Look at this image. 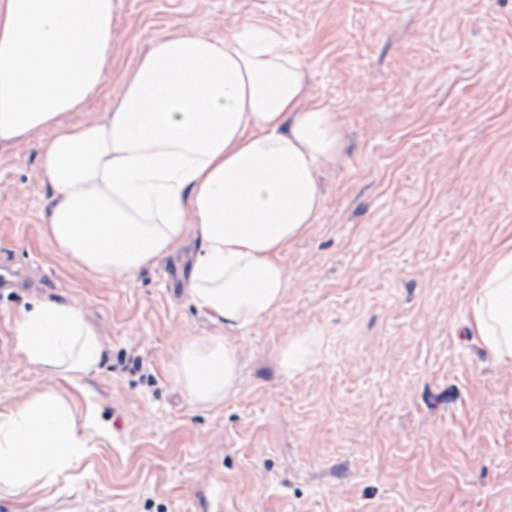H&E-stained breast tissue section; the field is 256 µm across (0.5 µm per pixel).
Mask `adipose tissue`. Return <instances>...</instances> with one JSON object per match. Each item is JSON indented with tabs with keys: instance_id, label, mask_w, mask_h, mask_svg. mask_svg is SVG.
Here are the masks:
<instances>
[{
	"instance_id": "ef3b65f1",
	"label": "adipose tissue",
	"mask_w": 512,
	"mask_h": 512,
	"mask_svg": "<svg viewBox=\"0 0 512 512\" xmlns=\"http://www.w3.org/2000/svg\"><path fill=\"white\" fill-rule=\"evenodd\" d=\"M113 62V0H0V151L43 135L45 233L83 269L123 279L199 241L186 292L215 328L181 343L172 373L190 403L215 404L239 382L232 331L283 300L279 256L315 222L320 172L342 148L336 114L307 103L305 58L277 28L252 21L215 38L175 22L103 117L64 125L106 93ZM468 308L473 334L511 365L512 241ZM13 345L65 377L104 356L100 332L64 299H31ZM103 431L98 410L77 415L55 393L0 410V496L53 487Z\"/></svg>"
}]
</instances>
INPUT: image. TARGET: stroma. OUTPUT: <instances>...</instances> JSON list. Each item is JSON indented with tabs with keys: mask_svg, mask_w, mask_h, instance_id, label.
Returning <instances> with one entry per match:
<instances>
[{
	"mask_svg": "<svg viewBox=\"0 0 512 512\" xmlns=\"http://www.w3.org/2000/svg\"><path fill=\"white\" fill-rule=\"evenodd\" d=\"M176 20L219 38L277 27L342 151L280 255L282 305L232 334L240 380L216 405L171 376L178 345L213 329L180 281L195 241L126 279L88 273L44 231L41 138L0 152V265L22 278L0 285V410L55 391L112 432L55 500L0 512H512V365L467 310L512 241V0H115L112 94ZM36 294L100 331L97 371L65 378L14 353ZM297 338L308 364L287 376Z\"/></svg>",
	"mask_w": 512,
	"mask_h": 512,
	"instance_id": "35a3bbf8",
	"label": "stroma"
}]
</instances>
